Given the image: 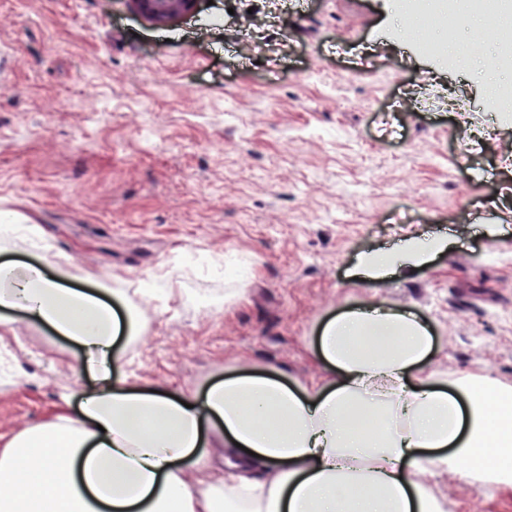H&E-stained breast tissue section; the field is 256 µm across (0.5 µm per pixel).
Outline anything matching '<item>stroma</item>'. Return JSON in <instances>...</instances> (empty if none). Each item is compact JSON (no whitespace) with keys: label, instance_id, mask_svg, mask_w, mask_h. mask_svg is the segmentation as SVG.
I'll use <instances>...</instances> for the list:
<instances>
[{"label":"stroma","instance_id":"35a3bbf8","mask_svg":"<svg viewBox=\"0 0 512 512\" xmlns=\"http://www.w3.org/2000/svg\"><path fill=\"white\" fill-rule=\"evenodd\" d=\"M399 0H197L156 25L125 0H0V212L49 249L5 262L85 276L143 317L115 344L145 388L203 393L237 374L327 377L324 325L416 315L443 381L512 386V121L486 107L512 73L464 14L456 66L404 36ZM470 138L459 156L462 138ZM443 241L371 282L360 257ZM0 449L101 390L81 348L15 313ZM446 512H512V490L430 479Z\"/></svg>","mask_w":512,"mask_h":512}]
</instances>
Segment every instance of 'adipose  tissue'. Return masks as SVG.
I'll use <instances>...</instances> for the list:
<instances>
[{
    "instance_id": "adipose-tissue-1",
    "label": "adipose tissue",
    "mask_w": 512,
    "mask_h": 512,
    "mask_svg": "<svg viewBox=\"0 0 512 512\" xmlns=\"http://www.w3.org/2000/svg\"><path fill=\"white\" fill-rule=\"evenodd\" d=\"M435 243L406 239L402 254L361 257L365 277L426 262ZM0 307L52 325L84 349L77 369L98 367L105 388L77 415L35 425L0 449V512H443L423 477L470 466L481 483L512 487V432L489 411L512 386L488 376L433 386L416 372L430 341L415 316L353 310L324 328L332 373L292 387L243 375L205 395L129 385L112 350L123 322L95 295L35 267L0 265ZM242 445L234 473L202 471Z\"/></svg>"
}]
</instances>
